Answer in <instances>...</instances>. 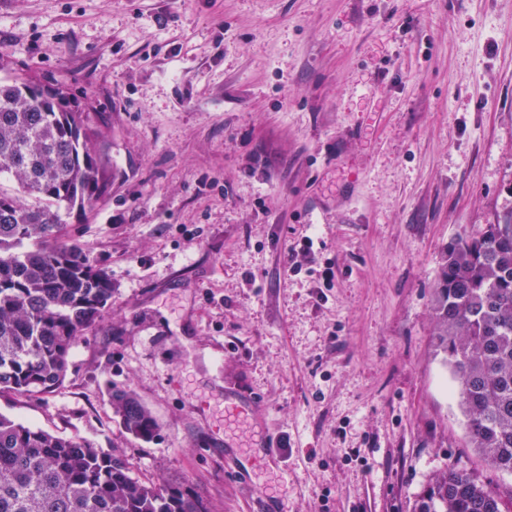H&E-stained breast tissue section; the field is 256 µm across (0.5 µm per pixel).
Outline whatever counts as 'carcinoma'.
Listing matches in <instances>:
<instances>
[{
  "label": "carcinoma",
  "instance_id": "cac0c4a2",
  "mask_svg": "<svg viewBox=\"0 0 512 512\" xmlns=\"http://www.w3.org/2000/svg\"><path fill=\"white\" fill-rule=\"evenodd\" d=\"M34 81L0 82V391L48 393L71 349L112 298L109 273L60 237L58 212L92 208L109 181L88 115ZM36 239L43 246L23 250ZM438 347L456 383L470 447L512 473V221L458 238L434 299ZM124 430L158 423L127 390L112 394ZM0 512H205L200 498L147 484L119 455L0 414ZM413 512H505L499 492L457 466L436 473Z\"/></svg>",
  "mask_w": 512,
  "mask_h": 512
}]
</instances>
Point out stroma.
Instances as JSON below:
<instances>
[{"label": "stroma", "mask_w": 512, "mask_h": 512, "mask_svg": "<svg viewBox=\"0 0 512 512\" xmlns=\"http://www.w3.org/2000/svg\"><path fill=\"white\" fill-rule=\"evenodd\" d=\"M0 79L102 132L111 186L59 222L112 278L63 383L1 414L207 512H411L451 465L512 495L432 313L449 245L512 218V0H0ZM228 401L278 472L225 440ZM112 399L120 424L126 432L144 440H150L156 435L158 423L131 392L115 390Z\"/></svg>", "instance_id": "1"}]
</instances>
